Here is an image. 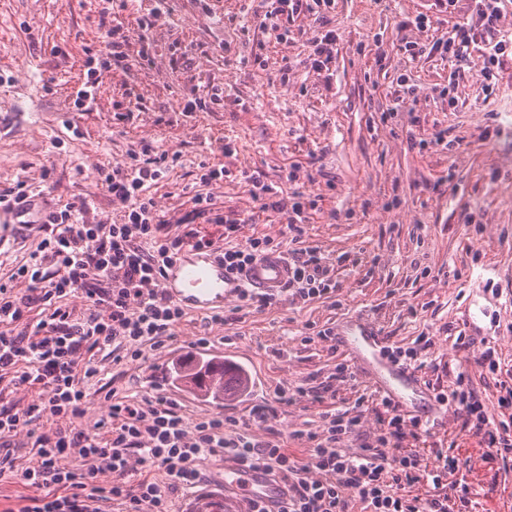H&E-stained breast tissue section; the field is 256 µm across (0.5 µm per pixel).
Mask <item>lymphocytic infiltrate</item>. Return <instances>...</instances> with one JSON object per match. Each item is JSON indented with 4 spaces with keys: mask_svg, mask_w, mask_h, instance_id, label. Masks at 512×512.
Instances as JSON below:
<instances>
[{
    "mask_svg": "<svg viewBox=\"0 0 512 512\" xmlns=\"http://www.w3.org/2000/svg\"><path fill=\"white\" fill-rule=\"evenodd\" d=\"M502 2L474 0L469 23L442 35L431 48L459 60L471 45H480V76L492 82L512 46V29L501 23ZM171 11L170 0H156L149 16L129 34L102 13L106 39L98 65L87 66L75 94L78 111H91L103 73L125 64L130 43H137L139 56L148 57L151 33ZM166 161L146 143L126 161L100 170V182L121 222H90L87 201L72 199L42 217L43 238L29 263L0 282V384L34 395L26 405L0 409V474L19 471L21 481L36 490L20 512H91L94 501L118 505L122 512H171L168 496L155 481L147 476L131 480L134 465L160 466L171 486L190 487L200 481L195 461L217 453L284 481L281 501L251 500L249 512H351L355 500L366 512H467L472 487L465 482L450 486L443 473L425 472L418 453L407 445L419 438L421 420L406 417L388 399L382 402L386 416L380 429L354 451L344 442L359 426V416L325 413L320 431L309 436L313 448L307 466L274 441L251 439L223 420L187 424L177 401L165 396L113 402L103 432L77 427L87 403L82 382L97 373L91 353L122 351L136 359L144 347L159 349L172 338L183 311L161 286L168 258L187 246L206 245L217 251L225 270L240 275L261 256L283 248L282 242L267 237L229 245L236 222L225 220L212 198L200 194L193 198L194 211L223 225L225 244L204 241L192 231L171 234L168 218L149 194ZM288 264L285 293L305 299L326 291L329 269L316 253H292ZM20 282L26 283V291H17ZM77 293L89 307L83 317L66 303ZM452 399L461 430L480 437L487 459L511 460L512 426L490 417L473 388L457 387ZM46 417L52 420L47 428L41 425ZM23 430L37 460L19 470L10 439ZM73 456L82 459L81 467L66 466ZM105 470L112 479L103 486L99 475ZM425 478L433 485L428 497L402 494V487Z\"/></svg>",
    "mask_w": 512,
    "mask_h": 512,
    "instance_id": "obj_1",
    "label": "lymphocytic infiltrate"
}]
</instances>
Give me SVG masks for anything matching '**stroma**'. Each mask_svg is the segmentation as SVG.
<instances>
[{
    "label": "stroma",
    "mask_w": 512,
    "mask_h": 512,
    "mask_svg": "<svg viewBox=\"0 0 512 512\" xmlns=\"http://www.w3.org/2000/svg\"><path fill=\"white\" fill-rule=\"evenodd\" d=\"M209 4L206 12L197 0H176L152 32L150 61L107 72L93 110L80 112L72 94L105 39L102 11L116 9L132 31L151 0H0V188L26 182L46 208L81 197L90 220L109 222L113 206L98 172L147 142L170 160L150 192L171 218V234L187 221L200 237L223 239V225L192 214L190 198L202 193L239 219L236 243L278 241L298 196L305 232L292 247L317 251L329 267L321 296L285 295L260 312L233 299L220 323L187 311L164 348L136 360L96 357L80 427L90 432L108 420L115 398L171 396L191 424L248 423L253 407L269 406L250 436L276 439L310 464L308 436L326 410L383 397L361 373L338 378L337 365L350 358L319 336L356 317L377 324L383 348L399 353V365L432 394L448 393L462 376L499 416L500 387L512 386V50L488 95L479 53L452 64L433 50L413 58L405 49L410 41L431 46L469 21L472 0H331L288 22L284 41L246 26L244 0ZM421 14L430 18L424 29L416 25ZM327 31L335 36L330 61L317 72L313 39ZM213 84L223 87V103L186 111ZM133 96L143 109L123 119ZM203 163L223 165L224 180L200 183ZM253 178L276 189L283 210L261 208ZM40 240L37 229L21 230L0 213V277L28 263ZM463 332L473 339L465 351L456 345ZM487 346L498 351V373L475 363ZM215 359L249 379L221 402L187 378ZM283 390L293 396L285 405L277 402ZM401 410L428 421L413 443L423 468L453 458L445 480L478 491L476 512H512V465L486 462L453 407L415 397ZM224 464L220 455L199 459L200 482L167 492L174 512L213 503L244 512L245 502L224 487Z\"/></svg>",
    "instance_id": "35a3bbf8"
}]
</instances>
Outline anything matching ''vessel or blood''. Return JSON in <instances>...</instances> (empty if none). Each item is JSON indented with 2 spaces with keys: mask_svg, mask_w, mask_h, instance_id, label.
Wrapping results in <instances>:
<instances>
[{
  "mask_svg": "<svg viewBox=\"0 0 512 512\" xmlns=\"http://www.w3.org/2000/svg\"><path fill=\"white\" fill-rule=\"evenodd\" d=\"M289 275L287 262L279 253L272 252L252 265L245 279L241 280L225 270L213 249L202 248L182 250L168 260L161 281L167 295L177 304L191 311L207 312L236 298L246 284L258 292H278L287 284ZM336 342L357 364L375 353L382 338L375 323L359 318L337 331ZM375 367L381 373V390L389 397L400 399L420 391L418 377L399 365L380 360ZM224 485L238 488L240 495L248 500L271 498L279 490L264 471L254 470L246 474L232 462L224 468Z\"/></svg>",
  "mask_w": 512,
  "mask_h": 512,
  "instance_id": "1",
  "label": "vessel or blood"
}]
</instances>
